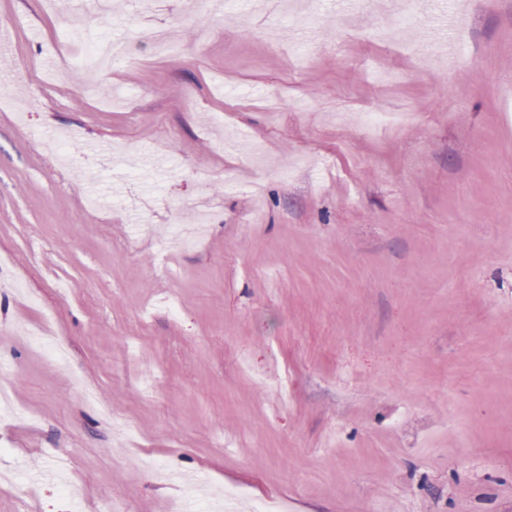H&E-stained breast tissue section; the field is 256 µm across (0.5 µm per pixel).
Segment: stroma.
Instances as JSON below:
<instances>
[{
    "mask_svg": "<svg viewBox=\"0 0 512 512\" xmlns=\"http://www.w3.org/2000/svg\"><path fill=\"white\" fill-rule=\"evenodd\" d=\"M406 7L0 0V512H512V0Z\"/></svg>",
    "mask_w": 512,
    "mask_h": 512,
    "instance_id": "stroma-1",
    "label": "stroma"
}]
</instances>
